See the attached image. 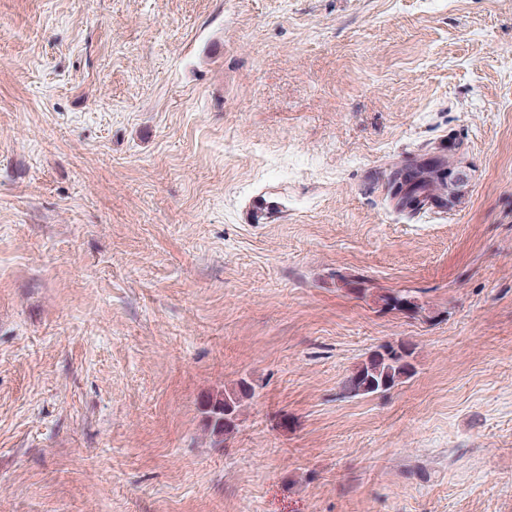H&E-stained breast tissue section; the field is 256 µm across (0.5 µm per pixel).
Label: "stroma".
<instances>
[{
  "mask_svg": "<svg viewBox=\"0 0 512 512\" xmlns=\"http://www.w3.org/2000/svg\"><path fill=\"white\" fill-rule=\"evenodd\" d=\"M0 512H512V0H0ZM448 169L453 176L439 173V171H424L412 166L404 169H390L387 177V189L391 200L395 201V208L408 215L414 216L433 207L441 197V188L446 189L448 183L447 199L443 200L448 208L459 203L461 186L466 185L468 174L463 163L454 157L448 160ZM432 203L429 207L427 204ZM414 349L404 342L386 343L372 351L343 381L349 397L384 394L415 373Z\"/></svg>",
  "mask_w": 512,
  "mask_h": 512,
  "instance_id": "stroma-1",
  "label": "stroma"
}]
</instances>
